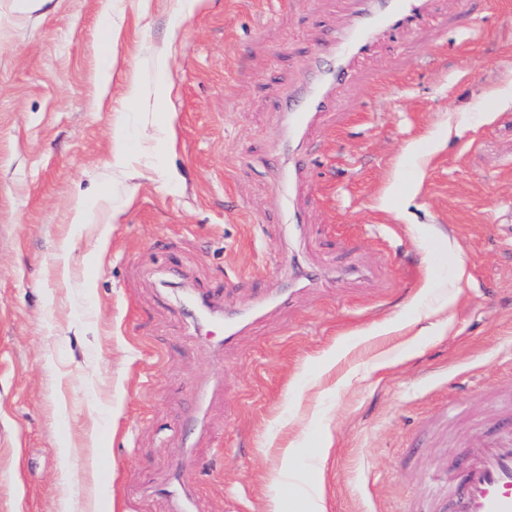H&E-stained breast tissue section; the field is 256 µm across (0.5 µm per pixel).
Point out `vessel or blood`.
<instances>
[{
    "label": "vessel or blood",
    "mask_w": 512,
    "mask_h": 512,
    "mask_svg": "<svg viewBox=\"0 0 512 512\" xmlns=\"http://www.w3.org/2000/svg\"><path fill=\"white\" fill-rule=\"evenodd\" d=\"M424 6L425 0H369L351 29L328 42L337 68L311 70L304 91L288 101L291 134H304L320 113L333 111L334 92L351 61L372 48L379 32L419 27ZM461 456L462 474L445 469L434 476L427 512H512V429L469 440Z\"/></svg>",
    "instance_id": "vessel-or-blood-1"
}]
</instances>
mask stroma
Returning <instances> with one entry per match:
<instances>
[{
    "label": "stroma",
    "instance_id": "35a3bbf8",
    "mask_svg": "<svg viewBox=\"0 0 512 512\" xmlns=\"http://www.w3.org/2000/svg\"><path fill=\"white\" fill-rule=\"evenodd\" d=\"M428 7L291 142L359 0H0V512H421L512 412V0Z\"/></svg>",
    "mask_w": 512,
    "mask_h": 512
}]
</instances>
